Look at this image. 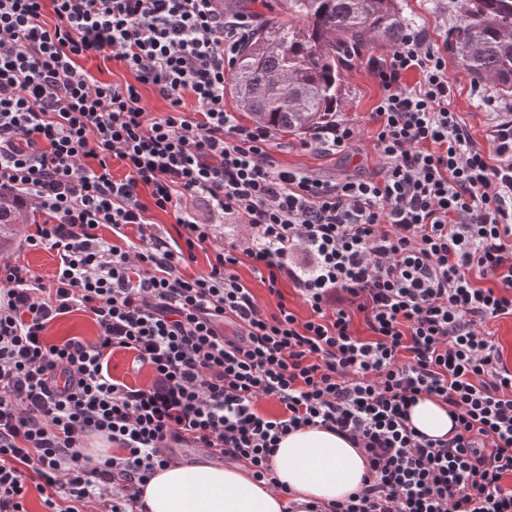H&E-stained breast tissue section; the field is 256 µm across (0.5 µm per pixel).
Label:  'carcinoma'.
<instances>
[{
    "label": "carcinoma",
    "instance_id": "obj_1",
    "mask_svg": "<svg viewBox=\"0 0 512 512\" xmlns=\"http://www.w3.org/2000/svg\"><path fill=\"white\" fill-rule=\"evenodd\" d=\"M252 2L224 0V15L254 18L227 85L252 122L275 132L315 135L335 122L344 60L378 42L394 47L409 31L398 0H288L297 25L253 13ZM462 8L450 33L454 54L475 78L512 97V6L462 0ZM21 223V207L0 205V235Z\"/></svg>",
    "mask_w": 512,
    "mask_h": 512
}]
</instances>
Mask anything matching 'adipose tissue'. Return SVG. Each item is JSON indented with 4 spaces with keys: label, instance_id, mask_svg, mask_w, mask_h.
I'll list each match as a JSON object with an SVG mask.
<instances>
[{
    "label": "adipose tissue",
    "instance_id": "1",
    "mask_svg": "<svg viewBox=\"0 0 512 512\" xmlns=\"http://www.w3.org/2000/svg\"><path fill=\"white\" fill-rule=\"evenodd\" d=\"M411 422L436 438L447 435L452 422L447 406L421 397L410 409ZM271 464L278 486L255 481L243 466L171 459L143 490L148 512H288L289 504L344 501L358 490L367 461L335 433L313 427L288 434Z\"/></svg>",
    "mask_w": 512,
    "mask_h": 512
}]
</instances>
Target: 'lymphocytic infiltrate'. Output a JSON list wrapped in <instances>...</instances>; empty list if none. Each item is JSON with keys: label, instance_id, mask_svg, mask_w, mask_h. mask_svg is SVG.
Returning a JSON list of instances; mask_svg holds the SVG:
<instances>
[{"label": "lymphocytic infiltrate", "instance_id": "1", "mask_svg": "<svg viewBox=\"0 0 512 512\" xmlns=\"http://www.w3.org/2000/svg\"><path fill=\"white\" fill-rule=\"evenodd\" d=\"M217 2L0 0V199L44 214L26 243L58 256L48 286L0 262V512H27L32 486L45 512H142L144 483L178 448L273 484L279 441L310 426L368 460L330 512H512V366L487 330L512 318V168L463 128L448 61L417 33L368 62L377 172L322 180L277 164L270 131L224 109L251 23ZM85 58L134 79L101 81ZM144 85L169 112H147ZM199 203L249 239L193 274L214 233ZM243 259L275 309L235 274ZM284 281L308 318L280 299ZM75 311L96 340L49 342ZM118 348L151 368L149 385L112 378ZM423 395L447 405L452 437L411 425ZM270 400L280 414L262 413ZM93 435L111 455L86 454Z\"/></svg>", "mask_w": 512, "mask_h": 512}]
</instances>
